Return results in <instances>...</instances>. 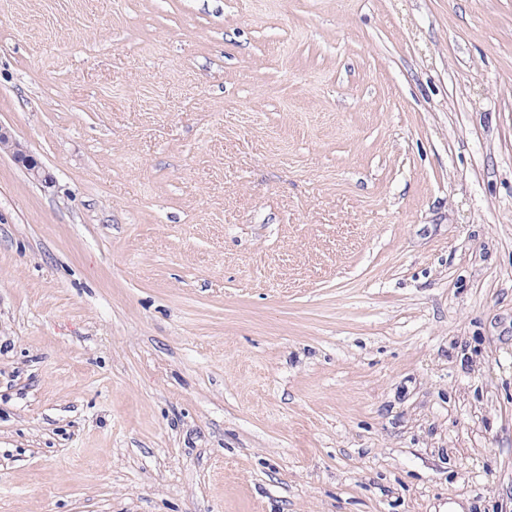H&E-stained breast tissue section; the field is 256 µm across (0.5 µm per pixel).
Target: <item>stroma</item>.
<instances>
[{"mask_svg":"<svg viewBox=\"0 0 512 512\" xmlns=\"http://www.w3.org/2000/svg\"><path fill=\"white\" fill-rule=\"evenodd\" d=\"M0 512H512V0H0ZM0 146L4 152L9 153L13 160L21 164L31 180L39 183L49 184L53 182V175L38 161L33 159L23 147L13 139L11 134L0 126Z\"/></svg>","mask_w":512,"mask_h":512,"instance_id":"1","label":"stroma"}]
</instances>
